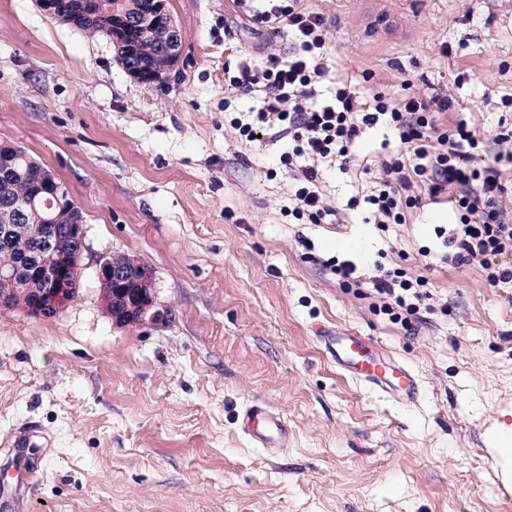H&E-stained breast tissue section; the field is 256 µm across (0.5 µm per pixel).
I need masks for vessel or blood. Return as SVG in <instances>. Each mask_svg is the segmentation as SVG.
Listing matches in <instances>:
<instances>
[{"label":"vessel or blood","instance_id":"obj_1","mask_svg":"<svg viewBox=\"0 0 512 512\" xmlns=\"http://www.w3.org/2000/svg\"><path fill=\"white\" fill-rule=\"evenodd\" d=\"M332 352L337 364L354 380L373 385L402 401L417 400L421 389L417 375L387 356L369 337L353 330L339 332L333 339ZM241 428L262 447L288 445V429L283 420L265 405L256 404L247 409Z\"/></svg>","mask_w":512,"mask_h":512}]
</instances>
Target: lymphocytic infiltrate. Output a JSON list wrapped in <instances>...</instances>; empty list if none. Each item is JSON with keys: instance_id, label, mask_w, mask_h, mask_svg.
I'll return each mask as SVG.
<instances>
[{"instance_id": "lymphocytic-infiltrate-1", "label": "lymphocytic infiltrate", "mask_w": 512, "mask_h": 512, "mask_svg": "<svg viewBox=\"0 0 512 512\" xmlns=\"http://www.w3.org/2000/svg\"><path fill=\"white\" fill-rule=\"evenodd\" d=\"M237 3L272 32L285 30L292 37L288 53H267L259 69L240 65L229 85L244 94H264L263 107L249 121H234L239 137L253 141L273 132L288 137L289 149L279 162L295 183L293 217L310 224L338 223L320 191L323 165L331 159L349 169L362 134L382 125L393 132L399 147L382 160L363 197L370 221L382 230L405 223L408 210L447 195L458 222L450 229L436 226L434 233L453 247L452 262L479 263L489 282L512 283V267L501 264L502 258L512 257L501 167L488 162L487 141L466 121L449 128L437 123V114L455 111V98L438 92L407 94L392 103L379 93L356 95L340 81L332 103L316 104L317 87L328 72L323 16L302 7L301 0ZM371 284L375 311L407 329L418 320L421 302L431 296L425 276L402 268L384 271Z\"/></svg>"}]
</instances>
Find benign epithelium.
<instances>
[{
	"instance_id": "obj_1",
	"label": "benign epithelium",
	"mask_w": 512,
	"mask_h": 512,
	"mask_svg": "<svg viewBox=\"0 0 512 512\" xmlns=\"http://www.w3.org/2000/svg\"><path fill=\"white\" fill-rule=\"evenodd\" d=\"M158 30L163 34L164 63L141 61L134 64L127 60L120 61L128 75L139 83L163 82L167 73L180 59L184 36L174 25L166 0H151L147 11L133 16L125 12L113 13L114 43L120 34L130 39L135 34L154 33ZM38 179L35 195L46 192L52 196L54 205L60 208L72 206L68 192L62 189V184L51 171L40 169ZM34 233L44 246V261L35 277L43 280L46 288L25 309L37 316L55 315L75 301L79 293V289L70 287L71 282L79 279L81 274V262L74 261L71 247L72 244H77V254L83 256L86 250L84 220L80 217L75 223L68 225L63 235L50 224L34 230ZM96 274L101 284L103 304L117 324L129 326L145 320L154 303L152 274L149 273L135 282L126 281L122 266L111 263L106 256L97 259Z\"/></svg>"
}]
</instances>
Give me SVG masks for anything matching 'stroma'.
<instances>
[{
    "label": "stroma",
    "instance_id": "stroma-1",
    "mask_svg": "<svg viewBox=\"0 0 512 512\" xmlns=\"http://www.w3.org/2000/svg\"><path fill=\"white\" fill-rule=\"evenodd\" d=\"M322 14L329 72L359 95L450 90L442 125L467 120L493 141L512 127V0H303ZM184 35L162 82L133 81L109 38L0 0V142L25 147L67 187L85 220L79 296L52 318L0 311V459L30 443L34 479L0 469L19 512H512L487 437L512 411V284L437 258L432 214L383 232L352 197L395 140L356 145L367 174L324 165L337 224L288 216L294 182L283 137L232 128L262 105L225 83V64L287 52L235 0H167ZM276 176H268V169ZM431 250L424 258L419 248ZM126 255L154 272V317L120 327L103 309L95 259ZM362 278L425 275L416 333L372 311L322 262ZM373 338L422 385L408 404L357 383L325 339ZM262 403L288 445L239 426Z\"/></svg>",
    "mask_w": 512,
    "mask_h": 512
}]
</instances>
